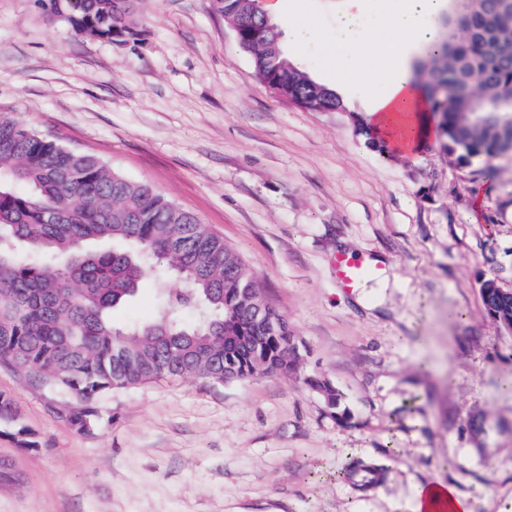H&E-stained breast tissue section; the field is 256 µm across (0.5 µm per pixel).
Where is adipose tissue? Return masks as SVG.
<instances>
[{"instance_id":"adipose-tissue-1","label":"adipose tissue","mask_w":512,"mask_h":512,"mask_svg":"<svg viewBox=\"0 0 512 512\" xmlns=\"http://www.w3.org/2000/svg\"><path fill=\"white\" fill-rule=\"evenodd\" d=\"M449 8L448 0H402L391 16L397 35L383 48V66L370 69L358 87L362 115L403 157L434 133L427 104L412 90V74L405 62L436 37V19ZM414 512H471V506L454 487L425 483L416 488Z\"/></svg>"}]
</instances>
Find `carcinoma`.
I'll use <instances>...</instances> for the list:
<instances>
[{
    "label": "carcinoma",
    "mask_w": 512,
    "mask_h": 512,
    "mask_svg": "<svg viewBox=\"0 0 512 512\" xmlns=\"http://www.w3.org/2000/svg\"><path fill=\"white\" fill-rule=\"evenodd\" d=\"M242 39L255 76L291 102L315 112L347 108L326 87L292 65L281 32L250 0H211ZM50 17L80 35L112 40L138 35L132 0H42ZM461 33L429 47L430 68L418 78L431 113L440 117L442 147L460 166L490 160L512 143V0H467L448 16ZM367 144L389 151L356 115ZM24 185L20 192L17 186ZM116 243L89 251L91 242ZM151 276L162 310L151 322L124 328L112 310ZM173 278L183 288L173 291ZM483 312L512 330V288L481 281ZM263 296L239 254L189 210L147 182L113 171L97 157L43 137L0 113V363L69 397L79 430L94 421L107 393L180 378L215 384L259 373L288 374L300 354L293 336H274L251 314ZM197 318L188 323L182 312ZM234 374L224 378V364ZM310 386L334 408L340 394L328 380Z\"/></svg>",
    "instance_id": "carcinoma-1"
}]
</instances>
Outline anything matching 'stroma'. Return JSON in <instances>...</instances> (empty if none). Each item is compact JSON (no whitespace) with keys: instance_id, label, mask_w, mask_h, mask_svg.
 Wrapping results in <instances>:
<instances>
[{"instance_id":"stroma-1","label":"stroma","mask_w":512,"mask_h":512,"mask_svg":"<svg viewBox=\"0 0 512 512\" xmlns=\"http://www.w3.org/2000/svg\"><path fill=\"white\" fill-rule=\"evenodd\" d=\"M332 0L303 70L361 78L338 52ZM139 33L111 41L0 0V113L193 212L254 273L302 348L298 372L116 390L94 426L0 365V512H413L415 489L455 486L473 512H512V333L483 314L480 282L512 271V158L457 167L430 142L382 160L346 112L276 94L208 0H134ZM345 252L376 273L338 288ZM159 313L154 280L112 312ZM313 378L348 411L336 420ZM27 436L35 449H21ZM389 460L362 485L354 461Z\"/></svg>"}]
</instances>
